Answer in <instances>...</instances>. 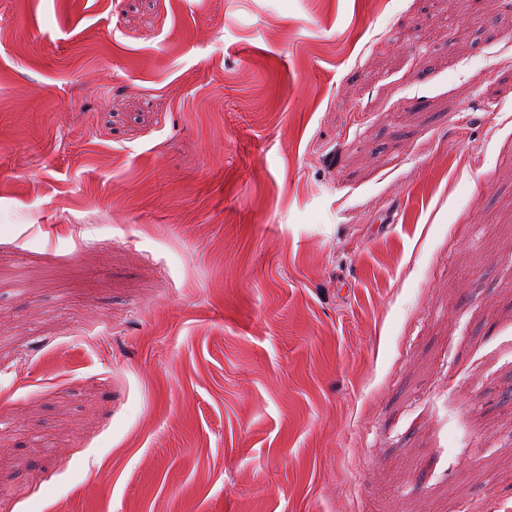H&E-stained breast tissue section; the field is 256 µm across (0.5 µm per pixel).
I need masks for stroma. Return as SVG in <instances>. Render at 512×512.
I'll return each mask as SVG.
<instances>
[{"label":"stroma","instance_id":"stroma-1","mask_svg":"<svg viewBox=\"0 0 512 512\" xmlns=\"http://www.w3.org/2000/svg\"><path fill=\"white\" fill-rule=\"evenodd\" d=\"M0 512H512V0H0Z\"/></svg>","mask_w":512,"mask_h":512}]
</instances>
